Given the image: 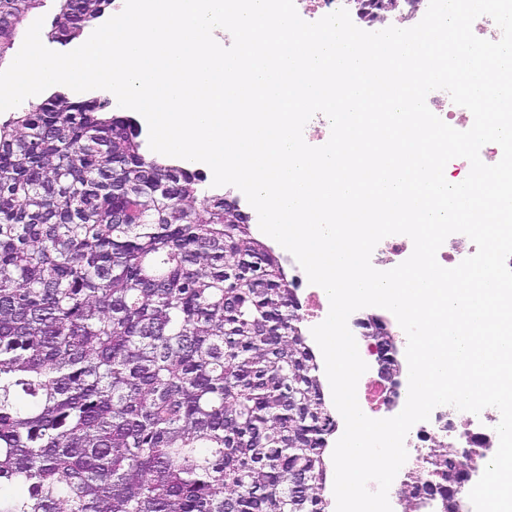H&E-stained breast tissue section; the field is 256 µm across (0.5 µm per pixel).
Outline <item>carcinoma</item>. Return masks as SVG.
<instances>
[{"label": "carcinoma", "instance_id": "carcinoma-1", "mask_svg": "<svg viewBox=\"0 0 512 512\" xmlns=\"http://www.w3.org/2000/svg\"><path fill=\"white\" fill-rule=\"evenodd\" d=\"M59 2L61 44L99 0ZM40 4L0 0V58ZM200 183L95 97L0 124V512H327L296 288ZM457 455L418 478L439 512Z\"/></svg>", "mask_w": 512, "mask_h": 512}]
</instances>
